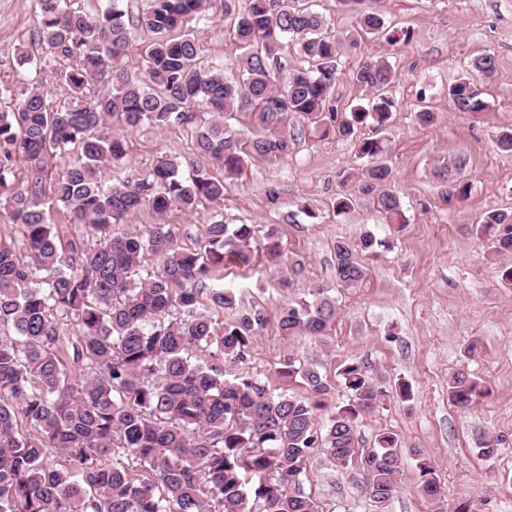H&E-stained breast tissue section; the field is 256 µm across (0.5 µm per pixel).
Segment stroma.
Masks as SVG:
<instances>
[{
	"label": "stroma",
	"mask_w": 512,
	"mask_h": 512,
	"mask_svg": "<svg viewBox=\"0 0 512 512\" xmlns=\"http://www.w3.org/2000/svg\"><path fill=\"white\" fill-rule=\"evenodd\" d=\"M385 26L343 52L334 88L337 110L368 98L352 77L365 56L387 60L393 72L389 94L396 103L387 133V164L394 174L406 224H386L371 201L349 214H334L332 202L344 174L361 167L351 142L322 136L289 119L295 140L288 158L249 161L230 181L224 197L228 224H272L282 243L279 257L256 255L252 268L225 262L212 274L216 286L233 288L240 305L265 309L266 327L244 361L224 365L225 378L255 377L297 397H307L299 379H284L277 368L292 358L335 383L334 402L347 401L337 374L349 359L363 362L385 382L411 383V401L396 399L363 414L362 447L382 432L395 433L403 448L420 449L439 468L445 487L444 512L467 505L469 512H512V288L498 279L502 256L476 235L489 209L512 212V153L495 141L512 131V0H365ZM36 0H0V82L17 78L15 58L39 54L35 38ZM223 14L199 25L195 35L203 60L235 79L238 43ZM494 54L496 70L483 81L480 112H457L448 103L449 84L482 53ZM430 108L432 124L420 125L417 112ZM126 160L104 179L133 178L150 169L158 156L176 157L182 172L196 167L190 135L180 126L142 125L126 132ZM464 157L468 195L444 202L446 189L433 175L442 161ZM277 186L278 207L266 191ZM371 231L390 243L366 262V275L354 288L335 277L336 241H354ZM323 289L335 300L336 316L322 336L287 337L277 327L281 304ZM477 343L467 356L469 343ZM467 369L489 389L466 414L448 403V376ZM493 440L498 452L483 458L479 449ZM412 463H405L398 489L376 508L364 473L352 466L340 473L323 453L307 464L304 489L322 512H431L417 488Z\"/></svg>",
	"instance_id": "stroma-1"
}]
</instances>
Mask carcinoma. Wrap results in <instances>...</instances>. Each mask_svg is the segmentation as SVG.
<instances>
[{
  "instance_id": "1",
  "label": "carcinoma",
  "mask_w": 512,
  "mask_h": 512,
  "mask_svg": "<svg viewBox=\"0 0 512 512\" xmlns=\"http://www.w3.org/2000/svg\"><path fill=\"white\" fill-rule=\"evenodd\" d=\"M122 2L108 0L92 14L81 0H37L36 37L49 59L18 54L24 89L0 84V99L12 102L0 112V209L21 235L17 243L0 240V512H319L302 482L319 450L340 473L359 462L370 500L387 502L403 464L401 442L383 432L364 449L358 424L393 393L410 400L411 385L391 391L352 359L339 371L350 398L318 428L333 387L315 370L292 360L277 369L282 378L302 379L306 400L254 377L224 378V362L247 357L267 317L208 282L226 257L249 267L258 248L280 255L275 226L226 224L222 206L224 178L250 159L292 153L290 115L352 142L365 160L344 179L350 187L336 196V214L368 199L387 219L401 218L383 139L358 135L366 125L383 133L396 108L389 63L365 58L354 78L377 95L339 113L333 88L340 50L361 41H338L302 0H220L242 50L230 81L199 60L189 27L212 18L214 0H144L133 15ZM359 26L376 34L384 20L362 10ZM140 31L150 38L130 65ZM288 41L308 66L291 69L280 83ZM52 63L70 90L62 106L41 90ZM495 69V56L483 53L448 86L455 111L485 109L478 83ZM103 81L107 88L95 90ZM233 110L250 114L251 134L223 122ZM141 124L185 127L202 164L185 176L176 159L161 155L133 179L102 180V171L126 156L124 132ZM57 157L67 163L51 180ZM465 166L458 157L435 169L449 183L450 199L468 193V183L453 177ZM52 205L66 211L69 224L84 225L95 243L53 222ZM174 207L210 210L192 249L163 222L112 230L143 208L162 218ZM477 232L497 254H512V213L486 211ZM388 247L371 231L336 241L337 282L356 286L364 260ZM217 310L231 311L232 320L217 321ZM335 314L334 302L319 292L282 305L278 329L288 337L323 336ZM483 394L484 382L466 369L448 376V403L458 410L471 409ZM409 453L423 496L440 499L432 461L417 448Z\"/></svg>"
}]
</instances>
